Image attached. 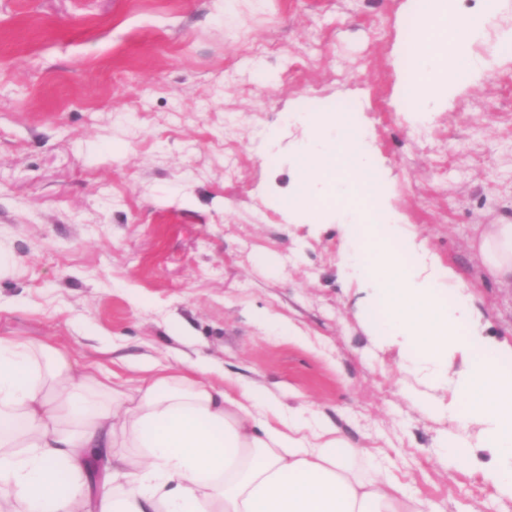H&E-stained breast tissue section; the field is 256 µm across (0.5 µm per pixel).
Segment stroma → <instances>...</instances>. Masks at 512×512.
Segmentation results:
<instances>
[{"label":"stroma","mask_w":512,"mask_h":512,"mask_svg":"<svg viewBox=\"0 0 512 512\" xmlns=\"http://www.w3.org/2000/svg\"><path fill=\"white\" fill-rule=\"evenodd\" d=\"M409 0H0V335L46 342L137 383L134 364L205 357L210 378L308 404L356 446L389 454L445 512H512L486 493L476 436L405 392L376 303L336 264L345 217L298 188L308 100L359 105L398 241L469 287L483 336L512 344V291L470 248L512 215V0L474 42L454 97L420 137L401 20ZM274 43L267 56L256 43Z\"/></svg>","instance_id":"35a3bbf8"}]
</instances>
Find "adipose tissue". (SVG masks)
<instances>
[{"label": "adipose tissue", "mask_w": 512, "mask_h": 512, "mask_svg": "<svg viewBox=\"0 0 512 512\" xmlns=\"http://www.w3.org/2000/svg\"><path fill=\"white\" fill-rule=\"evenodd\" d=\"M416 106L483 26L429 4ZM512 288V222L477 243ZM139 386L99 378L58 348L0 336V512H439L385 458L250 384H213L211 365L142 360Z\"/></svg>", "instance_id": "1"}]
</instances>
